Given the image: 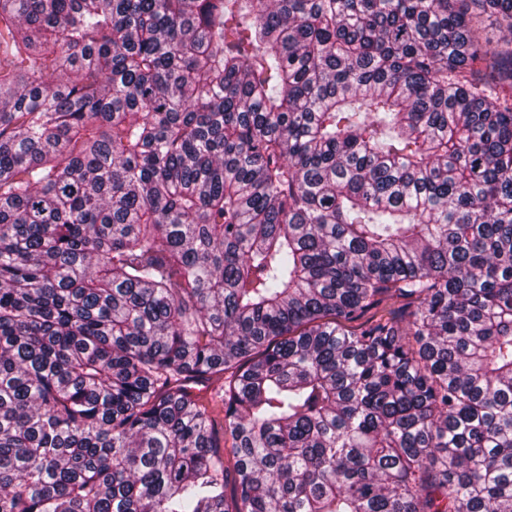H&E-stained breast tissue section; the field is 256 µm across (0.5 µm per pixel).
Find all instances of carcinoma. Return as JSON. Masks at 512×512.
Listing matches in <instances>:
<instances>
[{"instance_id": "cac0c4a2", "label": "carcinoma", "mask_w": 512, "mask_h": 512, "mask_svg": "<svg viewBox=\"0 0 512 512\" xmlns=\"http://www.w3.org/2000/svg\"><path fill=\"white\" fill-rule=\"evenodd\" d=\"M0 512H512V0H0Z\"/></svg>"}]
</instances>
